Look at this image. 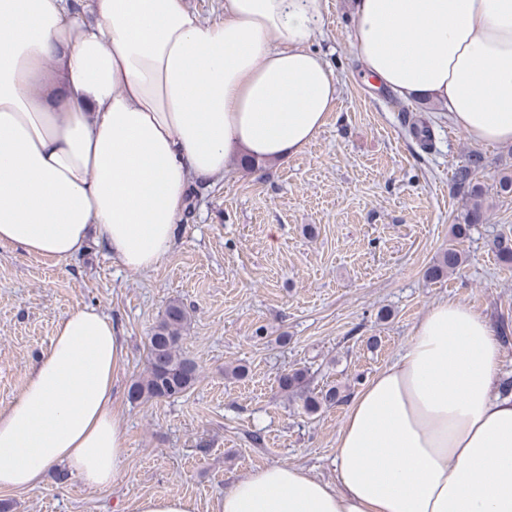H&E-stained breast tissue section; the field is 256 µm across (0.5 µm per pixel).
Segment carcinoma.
Instances as JSON below:
<instances>
[{
  "label": "carcinoma",
  "instance_id": "carcinoma-1",
  "mask_svg": "<svg viewBox=\"0 0 512 512\" xmlns=\"http://www.w3.org/2000/svg\"><path fill=\"white\" fill-rule=\"evenodd\" d=\"M483 164L478 153L469 156L466 165L455 173V182L460 191L469 199L470 205L463 217V223L452 227L454 238L467 234L471 226L481 224L486 219L484 208L485 191L481 184L474 181L473 174ZM491 250L497 260L505 266H512V236L499 235L491 242ZM467 257L450 244L437 262L425 272L428 280H437L445 273L459 270ZM189 322V312L185 305L177 300L169 302L164 312L147 337V367L144 375L134 380L128 388V398L132 401H158L186 392L198 380L197 362L182 352L185 339L184 331ZM280 387L286 393L300 397L303 410L307 414L317 412L323 405L336 402L338 393L330 388L316 395L309 392L307 371L295 369L280 377Z\"/></svg>",
  "mask_w": 512,
  "mask_h": 512
}]
</instances>
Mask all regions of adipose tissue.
<instances>
[{"label": "adipose tissue", "instance_id": "1", "mask_svg": "<svg viewBox=\"0 0 512 512\" xmlns=\"http://www.w3.org/2000/svg\"><path fill=\"white\" fill-rule=\"evenodd\" d=\"M357 60L376 86L430 97L479 143L512 144V0H354ZM321 0H0V245L65 263L96 238L155 268L196 184L234 156L302 153L336 107L312 41ZM126 346L94 307L63 316L23 392L0 409V489L63 467L118 475L113 390ZM488 318L443 301L351 400L335 477L271 465L214 512H512V395L495 386ZM187 3L206 24L224 20V0H187Z\"/></svg>", "mask_w": 512, "mask_h": 512}]
</instances>
